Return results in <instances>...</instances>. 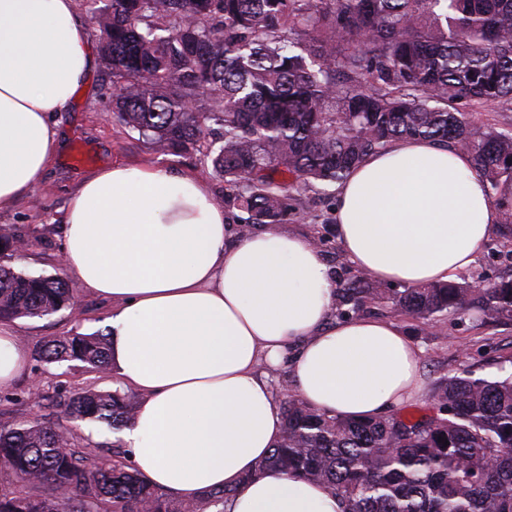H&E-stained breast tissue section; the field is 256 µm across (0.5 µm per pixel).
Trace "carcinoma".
<instances>
[{
    "mask_svg": "<svg viewBox=\"0 0 512 512\" xmlns=\"http://www.w3.org/2000/svg\"><path fill=\"white\" fill-rule=\"evenodd\" d=\"M112 75L108 106L149 149L199 154L224 179L240 235L281 224L299 194L341 183L365 157L403 139L467 153L512 246V125L475 122L512 104V0H88ZM223 128L219 140L211 124ZM388 306L437 323L512 322V278L465 277L393 296L366 275L336 291V310ZM71 306L61 276L0 265V319ZM47 364L106 371L108 338L74 332L40 351ZM284 428L246 483L275 468L327 485L345 512H512V369L439 380L429 413L330 416L279 394ZM74 422L121 430L137 402L121 386L56 403ZM449 445H444V442ZM113 459L75 447L73 429L43 418L0 427V462L38 496L0 493V512H224L236 488L188 505ZM66 497H59V491Z\"/></svg>",
    "mask_w": 512,
    "mask_h": 512,
    "instance_id": "1",
    "label": "carcinoma"
}]
</instances>
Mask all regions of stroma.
<instances>
[{
    "mask_svg": "<svg viewBox=\"0 0 512 512\" xmlns=\"http://www.w3.org/2000/svg\"><path fill=\"white\" fill-rule=\"evenodd\" d=\"M109 84L108 71L104 65H97L87 87L77 91L69 111L52 115V122L64 133V145L41 182L12 208L0 212V228L8 229L23 241L20 251H0V264L35 275L58 273L62 218L70 197L85 177L117 162L156 163L199 175L208 182L215 199L223 200V180L213 175L198 156L174 157L152 152L115 120L104 97ZM336 196L333 187L324 194L308 192V211L289 215L278 229L308 238L320 237L319 249L333 268L337 282L343 283L357 276L359 270L344 257L337 239ZM471 273L489 283L512 275V258L502 253L498 236H491L483 245ZM111 312L110 302L77 286L73 289L71 308L44 318L12 320V327L24 341L28 362L13 385L0 391V425L42 418L49 414L48 400L54 396L114 388L113 373L76 361L47 364L39 357L43 345L54 337L74 331L107 332ZM392 320L410 335L420 351V375L425 388L465 370L492 376L505 361L512 360V324H483L451 317L433 325L397 314ZM36 381L40 382L43 395L39 401L31 395Z\"/></svg>",
    "mask_w": 512,
    "mask_h": 512,
    "instance_id": "35a3bbf8",
    "label": "stroma"
}]
</instances>
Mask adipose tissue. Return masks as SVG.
Masks as SVG:
<instances>
[{"instance_id": "1", "label": "adipose tissue", "mask_w": 512, "mask_h": 512, "mask_svg": "<svg viewBox=\"0 0 512 512\" xmlns=\"http://www.w3.org/2000/svg\"><path fill=\"white\" fill-rule=\"evenodd\" d=\"M94 65L73 0H0V209L42 178L59 145L49 116L69 109ZM335 215L352 264L408 286L455 280L497 222L469 156L422 139L366 157ZM63 222L65 270L112 304L110 367L140 396L120 437L141 476L186 502L236 487L226 512H344L325 485L276 469L244 482L283 430L268 372L289 364L299 399L374 418L422 393L410 337L386 319H334L336 277L311 240L236 235L191 173L104 167ZM26 362L0 324V388Z\"/></svg>"}]
</instances>
